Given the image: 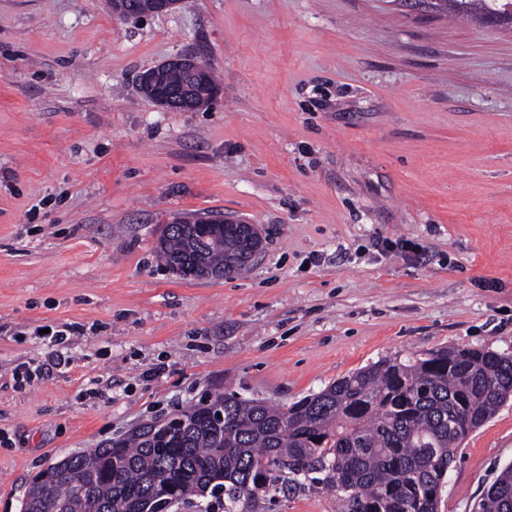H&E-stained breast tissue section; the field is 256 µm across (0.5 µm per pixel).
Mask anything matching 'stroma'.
I'll use <instances>...</instances> for the list:
<instances>
[{"label": "stroma", "mask_w": 512, "mask_h": 512, "mask_svg": "<svg viewBox=\"0 0 512 512\" xmlns=\"http://www.w3.org/2000/svg\"><path fill=\"white\" fill-rule=\"evenodd\" d=\"M177 54L218 75L208 108L139 92ZM204 214L261 230L247 272L182 279L157 256L165 224ZM445 346L512 355V27L394 0H183L139 22L0 0V512L203 395L288 405ZM509 463L512 400L462 443L439 512H473ZM237 510L344 507L308 486Z\"/></svg>", "instance_id": "1"}]
</instances>
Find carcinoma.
<instances>
[{
    "mask_svg": "<svg viewBox=\"0 0 512 512\" xmlns=\"http://www.w3.org/2000/svg\"><path fill=\"white\" fill-rule=\"evenodd\" d=\"M258 233L222 224H167L158 251L187 279L245 271ZM512 399V355L443 347L384 359L292 405L211 396L53 466L32 483L30 512H138L168 496L241 498L300 479L343 494L348 512H438L437 488L466 437ZM483 512H512V464L483 493Z\"/></svg>",
    "mask_w": 512,
    "mask_h": 512,
    "instance_id": "cac0c4a2",
    "label": "carcinoma"
}]
</instances>
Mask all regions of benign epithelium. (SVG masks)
Segmentation results:
<instances>
[{
	"instance_id": "7a95c632",
	"label": "benign epithelium",
	"mask_w": 512,
	"mask_h": 512,
	"mask_svg": "<svg viewBox=\"0 0 512 512\" xmlns=\"http://www.w3.org/2000/svg\"><path fill=\"white\" fill-rule=\"evenodd\" d=\"M209 73V67L194 55L175 56L149 68L139 77L140 91L157 106L177 112H197L208 107L220 90L212 88L208 95L195 96L182 90L187 83H201Z\"/></svg>"
}]
</instances>
